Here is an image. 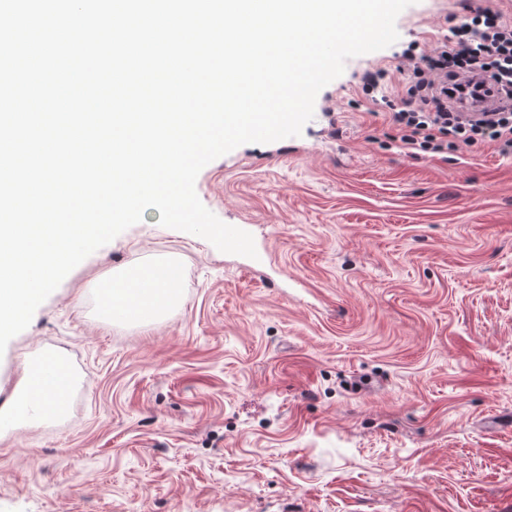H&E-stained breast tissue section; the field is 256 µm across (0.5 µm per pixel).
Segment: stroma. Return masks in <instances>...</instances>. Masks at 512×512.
Masks as SVG:
<instances>
[{
	"instance_id": "obj_1",
	"label": "stroma",
	"mask_w": 512,
	"mask_h": 512,
	"mask_svg": "<svg viewBox=\"0 0 512 512\" xmlns=\"http://www.w3.org/2000/svg\"><path fill=\"white\" fill-rule=\"evenodd\" d=\"M467 14L416 0L300 135L200 171L256 258L150 208L67 275L0 355V412L31 356L74 379L59 417L0 422V512H512V155H410L361 94ZM168 258L174 308L103 316L99 277Z\"/></svg>"
}]
</instances>
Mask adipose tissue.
<instances>
[{"instance_id": "adipose-tissue-1", "label": "adipose tissue", "mask_w": 512, "mask_h": 512, "mask_svg": "<svg viewBox=\"0 0 512 512\" xmlns=\"http://www.w3.org/2000/svg\"><path fill=\"white\" fill-rule=\"evenodd\" d=\"M171 260L156 261L127 268L118 274H107L97 282L99 307L106 316L131 309L141 320H149L164 312L177 297V281L160 279L161 271L175 269ZM70 388L68 376H60L50 391L28 385L23 389L20 409L49 417L60 414Z\"/></svg>"}]
</instances>
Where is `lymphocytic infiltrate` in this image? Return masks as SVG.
<instances>
[{"mask_svg": "<svg viewBox=\"0 0 512 512\" xmlns=\"http://www.w3.org/2000/svg\"><path fill=\"white\" fill-rule=\"evenodd\" d=\"M403 58L405 92L383 101L402 147L440 155L482 140L512 153V108L475 119L461 109L482 98L488 77L512 98V23L499 10L477 8L438 47L411 46Z\"/></svg>", "mask_w": 512, "mask_h": 512, "instance_id": "1", "label": "lymphocytic infiltrate"}]
</instances>
